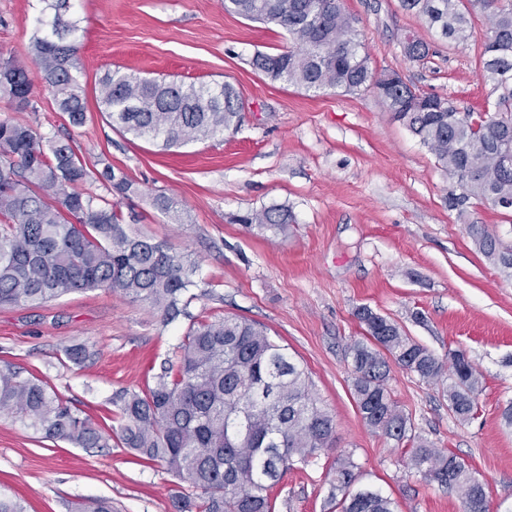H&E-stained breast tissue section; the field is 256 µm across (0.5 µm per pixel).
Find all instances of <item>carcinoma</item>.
Returning <instances> with one entry per match:
<instances>
[{"mask_svg":"<svg viewBox=\"0 0 512 512\" xmlns=\"http://www.w3.org/2000/svg\"><path fill=\"white\" fill-rule=\"evenodd\" d=\"M31 51L41 79L70 123L85 120L86 101L77 76L79 62L71 0H42ZM401 0L441 35L460 44L472 34L471 15L488 22L483 78L496 95L493 109L474 114L427 96L404 81L383 92L386 110L435 156L448 174L453 206L474 199L495 209L512 204V0ZM224 11L274 23L291 47L257 51L253 69L273 81L307 91L355 93L375 88L365 45L343 0H224ZM406 56L425 60L429 46L416 36ZM0 99L16 112L34 110L32 80L22 64L0 60ZM98 98L112 127L148 140L161 150L224 135L239 123L243 102L230 84L176 83L113 70L98 81ZM90 170L73 147L12 119H0V306L42 305L75 292L117 291L161 312L167 321L189 320L177 361L147 391L116 395L119 425L95 426L75 413L48 382L0 369V412L19 418L51 441L79 448L127 449L143 462H161L179 481L200 491L202 512H275L270 490L285 473L304 467L333 445L332 413L312 392L309 373L274 340L267 328L240 316L203 319L189 307L197 295L196 271L187 254L167 239L125 221L106 197L69 190ZM108 192L127 197L133 182L111 166L100 172ZM154 209L177 224L174 198L158 194ZM245 224L277 231L288 209L255 210ZM480 251L512 278V248L483 224L467 225ZM367 336L350 346L353 389L363 420L387 437H408L409 418L387 390L392 357L403 370L429 382L448 378L451 411L468 420L476 407L479 378L460 351L450 360L406 336L386 317L361 305L354 312ZM410 465L428 483L457 491L464 512H489L484 485L464 460L420 442ZM331 498L340 512H396L377 491L355 487L358 465L340 454L331 467Z\"/></svg>","mask_w":512,"mask_h":512,"instance_id":"1","label":"carcinoma"}]
</instances>
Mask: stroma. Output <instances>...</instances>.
I'll use <instances>...</instances> for the list:
<instances>
[{
	"label": "stroma",
	"instance_id": "stroma-1",
	"mask_svg": "<svg viewBox=\"0 0 512 512\" xmlns=\"http://www.w3.org/2000/svg\"><path fill=\"white\" fill-rule=\"evenodd\" d=\"M356 20L373 69L400 73L424 93L458 108L483 109L490 87L479 56L481 15L472 37L457 44L402 8L400 0H343ZM40 0H0V57L25 63L37 109L13 112L0 99V119L13 118L69 142L92 171L80 188L98 194L104 167L139 189L120 200L143 232L167 237L197 263L190 310L203 317L238 315L264 325L311 376L313 393L336 420L333 448L306 471L287 472L272 490L276 512H337L328 467L352 453L360 485L390 496L397 512H463L457 491L438 487L408 466L414 439L465 460L485 485L490 512H512V280L476 247L465 227L486 224L512 244V213L472 203L448 205L450 182L435 157L392 119L375 91L317 93L255 71L254 52L287 50L281 27L226 13L222 0H72L79 81L86 120L70 124L44 86L31 55ZM425 41L428 58L410 61L406 35ZM185 83H229L244 109L237 131L162 151L113 129L97 98L105 71ZM174 196L182 223H167L151 205ZM287 207L290 222L271 232L240 216ZM366 305L397 323L438 357L461 350L480 376L477 410L459 421L445 384L399 367L391 396L412 426L402 442L363 420L352 389L349 345L364 335L354 316ZM188 322L121 293L76 292L38 307L0 306V367L43 376L80 416L111 423L114 394L153 385L175 360ZM88 346L85 362L64 349ZM0 492L29 512H75L105 499L112 512H174L175 493L194 490L165 465L124 449L76 448L42 440L0 413Z\"/></svg>",
	"mask_w": 512,
	"mask_h": 512
}]
</instances>
